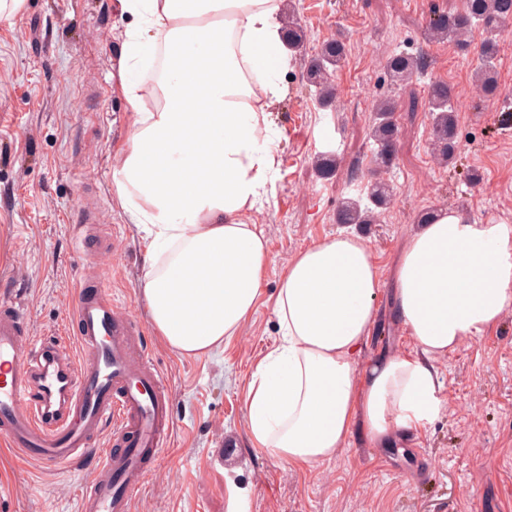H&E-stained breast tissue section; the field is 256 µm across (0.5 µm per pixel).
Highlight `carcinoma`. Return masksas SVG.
<instances>
[{
	"mask_svg": "<svg viewBox=\"0 0 512 512\" xmlns=\"http://www.w3.org/2000/svg\"><path fill=\"white\" fill-rule=\"evenodd\" d=\"M512 20V0H464L460 12L439 15L429 21L428 39L447 40L464 51L471 43L476 28L488 32H501L505 23ZM288 49L297 51L303 46V31L294 20L288 21L285 32ZM499 43L493 37L486 38L480 46L481 64L475 74L476 87L489 97L497 90L496 60ZM345 56V45L336 40L323 45L310 58H301L300 64L307 84L315 88L319 100L327 105L332 100L331 76ZM423 57L405 54L393 55L386 62L391 82L402 85L422 68ZM453 94L448 84L435 82L428 89L429 111L433 115L431 130L435 156L443 162L454 160L457 150V116L452 103ZM371 126V138L376 145L375 163L379 169L389 168L394 161L393 145L399 138L400 130L394 118L390 103L381 101L375 109ZM390 186L381 177L371 181L368 191L369 204L363 206L358 200H348L337 214L339 224H373L378 210L387 205Z\"/></svg>",
	"mask_w": 512,
	"mask_h": 512,
	"instance_id": "obj_1",
	"label": "carcinoma"
}]
</instances>
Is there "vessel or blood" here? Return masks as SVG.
Masks as SVG:
<instances>
[{
    "label": "vessel or blood",
    "mask_w": 512,
    "mask_h": 512,
    "mask_svg": "<svg viewBox=\"0 0 512 512\" xmlns=\"http://www.w3.org/2000/svg\"><path fill=\"white\" fill-rule=\"evenodd\" d=\"M72 222L91 270L69 322L80 351L57 338L33 341L25 308L0 302V440L50 472L92 461L81 512H132L149 463L170 442L174 396L142 346L140 321L101 289L112 237L88 201Z\"/></svg>",
    "instance_id": "b4317fda"
}]
</instances>
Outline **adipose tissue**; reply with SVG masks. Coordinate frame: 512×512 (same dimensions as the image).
<instances>
[{"label": "adipose tissue", "mask_w": 512, "mask_h": 512, "mask_svg": "<svg viewBox=\"0 0 512 512\" xmlns=\"http://www.w3.org/2000/svg\"><path fill=\"white\" fill-rule=\"evenodd\" d=\"M126 19L118 87L134 134L116 193L154 253L143 298L175 350L197 355L236 336L269 255L248 212L267 199L275 158L266 109L291 56L281 0H116ZM210 73L204 103L187 88ZM393 305L416 351L357 358L376 331L382 287L368 243L338 233L298 253L275 298L279 342L245 388L254 448L307 466L353 432L375 446L439 412L437 357L512 310V225L439 211L402 245Z\"/></svg>", "instance_id": "ef3b65f1"}]
</instances>
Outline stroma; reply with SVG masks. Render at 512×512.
<instances>
[{
  "mask_svg": "<svg viewBox=\"0 0 512 512\" xmlns=\"http://www.w3.org/2000/svg\"><path fill=\"white\" fill-rule=\"evenodd\" d=\"M306 53L330 40L347 45L335 93L322 106L292 62L287 93L270 109L275 177L248 223L269 252L260 295L242 331L212 353L188 356L155 330L141 295L148 267L144 234L115 190L114 171L131 142L130 114L117 91L124 21L114 0H25L0 22V300H20L34 337L65 333L84 259L69 217L80 198L118 240L106 293L139 318L149 355L171 387L169 448L135 494L132 512H512V311L481 336L435 360L441 407L407 439L377 448L360 437L329 459L299 468L256 451L244 421V391L279 336L274 295L290 261L340 232L344 201L365 193L377 171L370 126L389 100L400 127L385 178L392 192L379 223L361 226L383 288L378 328L359 366L412 341L391 307L390 273L406 237L428 211L512 225V31L499 39L498 90L472 95L485 34L468 51L428 40L430 18L462 0H296ZM423 55L403 86L383 67L392 54ZM447 83L457 109L452 165L431 155L427 89ZM333 157L321 173L317 157ZM478 170L471 183L469 170ZM91 462L48 473L0 440V512H80Z\"/></svg>",
  "mask_w": 512,
  "mask_h": 512,
  "instance_id": "1",
  "label": "stroma"
}]
</instances>
